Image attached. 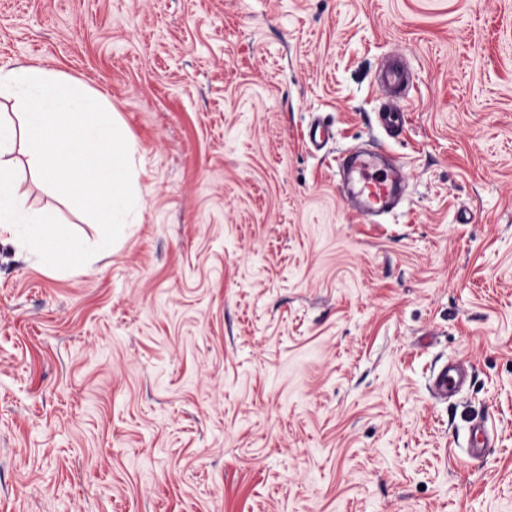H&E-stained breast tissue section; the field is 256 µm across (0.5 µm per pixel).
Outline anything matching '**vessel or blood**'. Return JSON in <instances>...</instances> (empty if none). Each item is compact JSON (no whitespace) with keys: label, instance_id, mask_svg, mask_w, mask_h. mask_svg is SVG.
Masks as SVG:
<instances>
[{"label":"vessel or blood","instance_id":"vessel-or-blood-1","mask_svg":"<svg viewBox=\"0 0 512 512\" xmlns=\"http://www.w3.org/2000/svg\"><path fill=\"white\" fill-rule=\"evenodd\" d=\"M406 81V72L398 64L386 65L380 72L379 84L390 97L378 114V121L389 137L399 136L406 123L404 107L398 96ZM336 174L344 184L349 210L364 223H374L376 217L389 214L397 206V189L401 181L399 168H377L372 155L352 154L338 158ZM467 367L442 364L432 375L431 390L438 399L458 392L469 380ZM489 433L484 420L471 419L469 425L468 454L482 456L488 446Z\"/></svg>","mask_w":512,"mask_h":512}]
</instances>
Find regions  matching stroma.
I'll return each mask as SVG.
<instances>
[{
    "instance_id": "1",
    "label": "stroma",
    "mask_w": 512,
    "mask_h": 512,
    "mask_svg": "<svg viewBox=\"0 0 512 512\" xmlns=\"http://www.w3.org/2000/svg\"><path fill=\"white\" fill-rule=\"evenodd\" d=\"M18 65L103 96L137 195L80 270L0 235V512H512V0H0ZM373 141L405 194L365 224L335 159ZM406 72L399 65L390 63L380 72L379 85L390 93H398L406 81ZM405 115L402 99L392 96L387 100L381 112L378 113V121L385 129L386 134L391 138H395L405 128ZM469 378L467 367L456 363H444L433 372L430 387L436 398L447 401L448 395L452 396L458 392ZM469 423L468 455L470 457H481L489 442V433L485 421L475 417Z\"/></svg>"
}]
</instances>
